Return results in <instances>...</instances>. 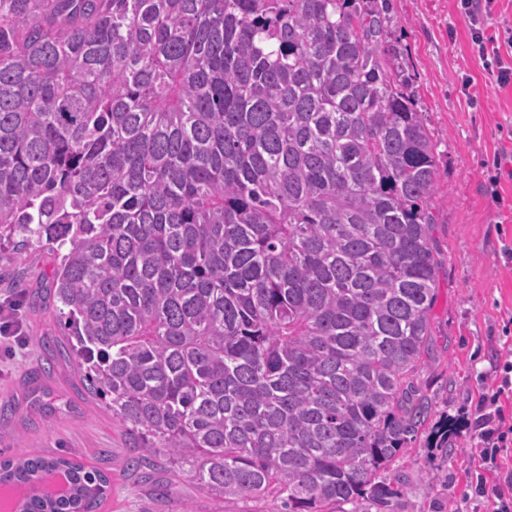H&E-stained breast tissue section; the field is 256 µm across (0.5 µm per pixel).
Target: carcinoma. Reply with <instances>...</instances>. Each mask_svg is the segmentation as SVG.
I'll return each mask as SVG.
<instances>
[{"label": "carcinoma", "instance_id": "obj_1", "mask_svg": "<svg viewBox=\"0 0 512 512\" xmlns=\"http://www.w3.org/2000/svg\"><path fill=\"white\" fill-rule=\"evenodd\" d=\"M388 0H0V242L54 255L45 300L134 440L224 501L402 512L426 432L437 145ZM68 252L61 253L64 245ZM56 470L16 512H97Z\"/></svg>", "mask_w": 512, "mask_h": 512}]
</instances>
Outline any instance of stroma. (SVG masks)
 <instances>
[{
  "label": "stroma",
  "instance_id": "35a3bbf8",
  "mask_svg": "<svg viewBox=\"0 0 512 512\" xmlns=\"http://www.w3.org/2000/svg\"><path fill=\"white\" fill-rule=\"evenodd\" d=\"M389 16L390 39L439 153L438 291L415 385L432 404L429 427L448 417L459 423L447 448L420 438L391 469L405 483L403 512H490L471 486L478 457L468 422L497 387L493 365L512 354V85L499 86L473 52L459 0H389ZM52 266L38 246L20 254L0 247V302L21 300L25 336L19 346L0 343V457L39 449L109 472L99 512H256L254 503H223L186 478L171 496L156 497L128 471L126 437L88 393L76 360L56 357L53 371L31 383L58 337L52 312L38 304ZM18 276L22 296L11 286ZM432 469L440 480L431 486Z\"/></svg>",
  "mask_w": 512,
  "mask_h": 512
}]
</instances>
